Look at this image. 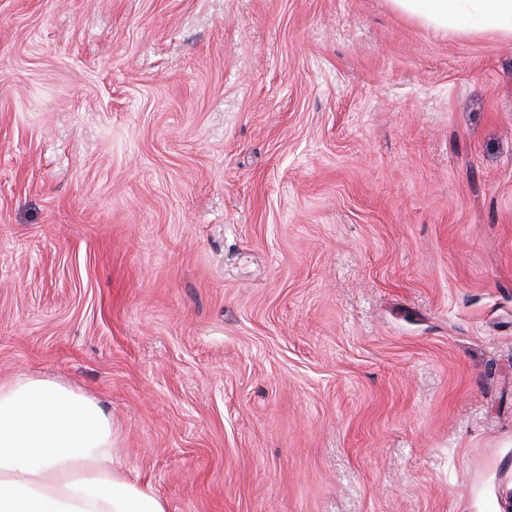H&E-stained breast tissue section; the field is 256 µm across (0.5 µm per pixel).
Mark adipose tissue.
Masks as SVG:
<instances>
[{"label":"adipose tissue","instance_id":"ef3b65f1","mask_svg":"<svg viewBox=\"0 0 512 512\" xmlns=\"http://www.w3.org/2000/svg\"><path fill=\"white\" fill-rule=\"evenodd\" d=\"M439 30L512 37V0H391ZM119 433L86 393L53 379L0 382V512H170L122 472Z\"/></svg>","mask_w":512,"mask_h":512}]
</instances>
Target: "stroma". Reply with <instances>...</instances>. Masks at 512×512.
I'll use <instances>...</instances> for the list:
<instances>
[{
    "mask_svg": "<svg viewBox=\"0 0 512 512\" xmlns=\"http://www.w3.org/2000/svg\"><path fill=\"white\" fill-rule=\"evenodd\" d=\"M170 512L512 505V39L389 0H0V381Z\"/></svg>",
    "mask_w": 512,
    "mask_h": 512,
    "instance_id": "stroma-1",
    "label": "stroma"
}]
</instances>
